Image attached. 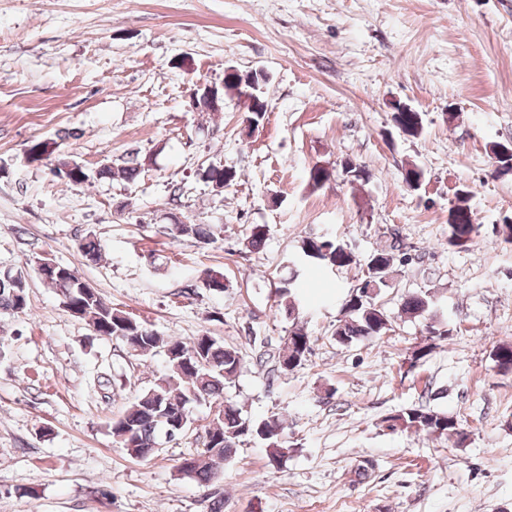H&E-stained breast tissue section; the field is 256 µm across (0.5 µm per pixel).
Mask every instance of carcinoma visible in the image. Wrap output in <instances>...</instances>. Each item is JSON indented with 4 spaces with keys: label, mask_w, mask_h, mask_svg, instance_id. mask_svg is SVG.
<instances>
[{
    "label": "carcinoma",
    "mask_w": 512,
    "mask_h": 512,
    "mask_svg": "<svg viewBox=\"0 0 512 512\" xmlns=\"http://www.w3.org/2000/svg\"><path fill=\"white\" fill-rule=\"evenodd\" d=\"M393 126L407 137L417 138L423 131L421 114L406 104H392ZM56 172L61 180L71 185H81L88 179L84 168L74 160H56ZM144 171L142 161L131 155L126 165L113 169L101 167L102 178L119 177L135 180ZM202 180L217 189L229 186L236 179V171L230 168L209 166L200 169ZM459 204L448 209V245L463 249L469 246L478 230V225L468 213L465 203L472 192L461 185L455 188ZM173 238L191 237L196 242L209 245L217 241V233L210 224H188L174 219ZM264 224H255L245 239V248L251 253L259 252L266 240ZM82 256L96 262L101 257L102 244L90 233L78 246ZM357 262L349 245L335 238H306L300 251L291 260V276L278 288L285 300L284 312L289 318L299 315L297 290L300 288L301 271L310 266L344 268ZM394 254L387 250H376L366 259V275L355 292L344 304V317L338 320L334 339L341 345L369 340L385 335L392 329L386 310L378 303V296H371L367 289L382 292L390 287ZM41 281L55 289L61 304L73 317L86 322L98 336L112 337L122 341L137 358L164 353L167 372L155 383L143 390L130 402L122 414L112 420L111 433L119 447L136 459H147L154 455L158 438L169 426L180 427V435L192 424V405L199 401L214 400L223 410L214 415L206 430L203 451L182 458L178 472L200 483H209L217 474L212 461L232 457L236 448L246 438L256 439L270 449L269 461L275 465L288 453L283 438L284 423L276 416L256 420L242 414V410L224 398V389L233 383L244 361L241 352L224 345V341L202 334L185 342L161 335L145 322L129 313L106 304L96 289L89 287L69 267L59 265L40 274ZM27 281L19 271L0 269V314H14L27 307ZM435 296L421 292L408 296L401 305V312L408 318L434 316ZM310 348V338L303 329L289 332L284 347L278 355L279 369L283 373L301 366ZM495 361L500 371L512 372V344H504L495 352ZM387 428L414 430L437 437L456 435L459 442L465 435L459 430L458 421L445 412L429 406L419 405L405 408L384 419Z\"/></svg>",
    "instance_id": "cac0c4a2"
}]
</instances>
